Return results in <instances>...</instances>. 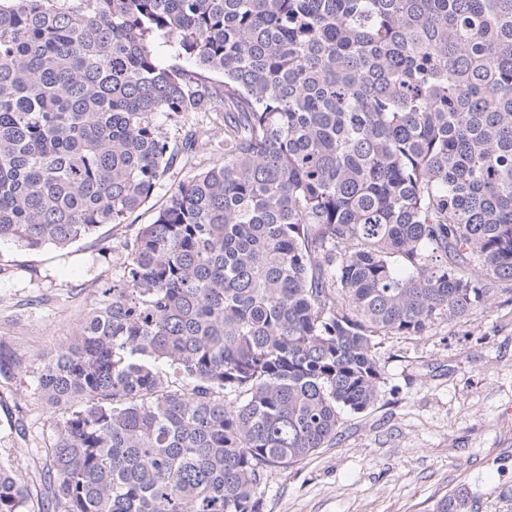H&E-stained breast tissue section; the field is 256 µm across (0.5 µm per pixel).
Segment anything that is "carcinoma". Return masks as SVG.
<instances>
[{"label":"carcinoma","instance_id":"cac0c4a2","mask_svg":"<svg viewBox=\"0 0 512 512\" xmlns=\"http://www.w3.org/2000/svg\"><path fill=\"white\" fill-rule=\"evenodd\" d=\"M162 191L38 376L54 512H262L376 404L378 338L491 307L512 0H0V241L96 247ZM29 501L0 462V512ZM219 157V154H201L196 158L192 159L186 165L183 166L182 163H176L173 176L171 177V181L169 185L173 182H178L179 180L184 179L187 175L192 172H196L202 169L209 167L213 162H215Z\"/></svg>","mask_w":512,"mask_h":512}]
</instances>
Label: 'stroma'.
Listing matches in <instances>:
<instances>
[{
    "label": "stroma",
    "instance_id": "obj_1",
    "mask_svg": "<svg viewBox=\"0 0 512 512\" xmlns=\"http://www.w3.org/2000/svg\"><path fill=\"white\" fill-rule=\"evenodd\" d=\"M152 211L100 229L109 248L79 242L28 251L0 242V343L23 358L20 381L0 386V459L48 512L44 439L55 418L41 400L47 354L76 333L126 241ZM380 396L343 417L336 444L273 471L264 512H432L466 489L472 512H512V292L423 336L382 338Z\"/></svg>",
    "mask_w": 512,
    "mask_h": 512
}]
</instances>
